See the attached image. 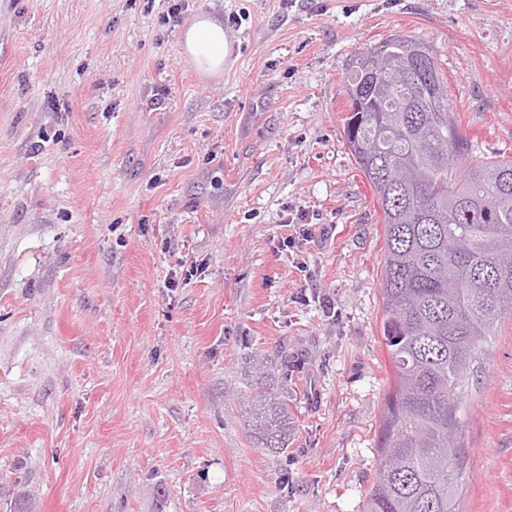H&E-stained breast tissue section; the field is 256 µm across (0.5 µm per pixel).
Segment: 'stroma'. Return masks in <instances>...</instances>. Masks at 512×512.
Segmentation results:
<instances>
[{"label": "stroma", "mask_w": 512, "mask_h": 512, "mask_svg": "<svg viewBox=\"0 0 512 512\" xmlns=\"http://www.w3.org/2000/svg\"><path fill=\"white\" fill-rule=\"evenodd\" d=\"M0 0V512H361L392 364L345 68L428 42L512 156V0ZM223 19L200 73L181 34ZM293 247H284L285 238ZM288 353V448L240 398ZM463 512H512V316L460 415ZM185 55L196 69L205 74H219L224 70V60L229 47L224 33V22L203 15L182 35Z\"/></svg>", "instance_id": "stroma-1"}]
</instances>
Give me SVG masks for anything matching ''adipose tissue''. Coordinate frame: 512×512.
Wrapping results in <instances>:
<instances>
[{"label":"adipose tissue","instance_id":"1","mask_svg":"<svg viewBox=\"0 0 512 512\" xmlns=\"http://www.w3.org/2000/svg\"><path fill=\"white\" fill-rule=\"evenodd\" d=\"M185 55L196 69L205 74H218L224 69L229 47L224 26L219 19L203 15L182 35Z\"/></svg>","mask_w":512,"mask_h":512}]
</instances>
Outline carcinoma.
<instances>
[{"label":"carcinoma","mask_w":512,"mask_h":512,"mask_svg":"<svg viewBox=\"0 0 512 512\" xmlns=\"http://www.w3.org/2000/svg\"><path fill=\"white\" fill-rule=\"evenodd\" d=\"M389 46L378 76L383 98L357 103L358 57L346 64L350 113L343 135L368 180L385 234L383 341L393 365L384 398L379 469L363 512H462L459 414L471 366L512 314V157L461 172L468 149L448 108L447 81L431 46L406 34ZM413 50L430 70L407 72ZM397 169L403 182L388 181ZM247 426L258 447L288 448V402L271 384L288 378V352L253 360Z\"/></svg>","instance_id":"1"}]
</instances>
